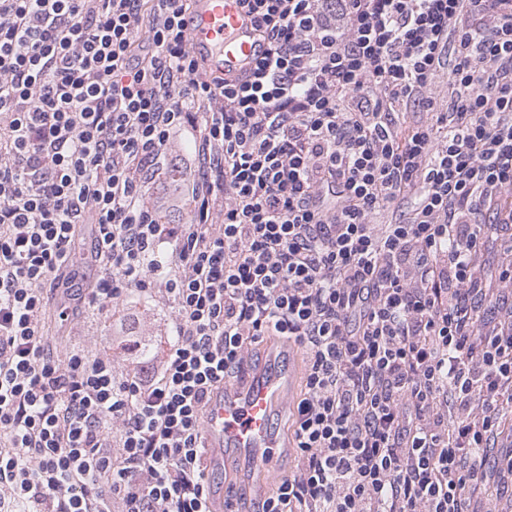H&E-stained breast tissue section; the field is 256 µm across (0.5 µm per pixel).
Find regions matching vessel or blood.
<instances>
[{"mask_svg":"<svg viewBox=\"0 0 512 512\" xmlns=\"http://www.w3.org/2000/svg\"><path fill=\"white\" fill-rule=\"evenodd\" d=\"M186 21L190 46L209 76L237 80L264 50L240 0H191ZM298 380L284 350L262 358L241 382L214 389L205 414L209 465L236 455L248 473L261 474L257 489L267 493L285 446L275 418L288 410Z\"/></svg>","mask_w":512,"mask_h":512,"instance_id":"obj_1","label":"vessel or blood"}]
</instances>
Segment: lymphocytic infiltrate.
<instances>
[{"instance_id": "obj_1", "label": "lymphocytic infiltrate", "mask_w": 512, "mask_h": 512, "mask_svg": "<svg viewBox=\"0 0 512 512\" xmlns=\"http://www.w3.org/2000/svg\"><path fill=\"white\" fill-rule=\"evenodd\" d=\"M241 3L265 51L231 82L186 0H0V512H209L206 403L267 336L304 391L257 512H512V262H477L512 253V0ZM183 133L193 218L162 224ZM84 224V304L171 301L159 365L59 354ZM92 238L93 226L87 224L84 228L82 238L76 245L74 266L70 268L72 271L69 276V278H72V281L69 283L70 288L85 289L88 283L95 280L101 274L99 267L88 259Z\"/></svg>"}]
</instances>
